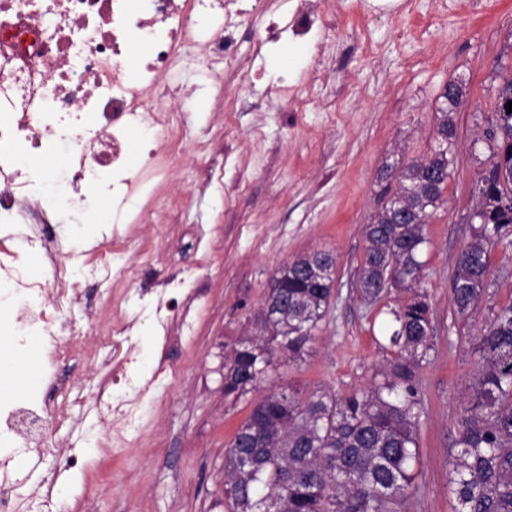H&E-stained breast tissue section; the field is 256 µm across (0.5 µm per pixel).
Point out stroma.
<instances>
[{
  "instance_id": "35a3bbf8",
  "label": "stroma",
  "mask_w": 512,
  "mask_h": 512,
  "mask_svg": "<svg viewBox=\"0 0 512 512\" xmlns=\"http://www.w3.org/2000/svg\"><path fill=\"white\" fill-rule=\"evenodd\" d=\"M341 17L333 30L256 48L259 29H240L248 68L231 75L235 109L223 111L201 96L206 76L222 61L195 45L182 48L165 82L183 111L190 142L230 148L217 160L223 172L201 183L204 158L187 154L129 229L125 257L131 288L141 283L135 240L152 237L159 259L151 290L134 297L140 319L130 330L135 348L127 366L146 392L142 427L151 445L121 449V489L95 501L96 512H227L224 451L263 397L289 386L330 388L342 396L367 389L390 357L385 349L388 308L405 295L392 291L370 305L356 292L365 253L363 227L386 200L395 178L385 165L426 157L435 145L438 96L453 79L466 94L455 115L457 146L445 203L427 221L422 281L431 310L433 346L415 380L420 473L402 512H453L448 483L457 452V418L471 382L473 338L492 304L512 299V257L491 253L490 297L468 321L455 319L450 282L471 236L469 214L480 168L474 143L488 126L491 81L512 65V0H329ZM296 79L303 112L275 90L281 70ZM188 196L181 223L166 238L154 235L169 198ZM314 250L336 257L333 303L303 358L278 360L255 389L240 398L222 385L226 345L243 336L274 272ZM187 314L188 326L162 324L157 300ZM62 432L82 466L31 460L32 481L54 473L57 485L42 512H79L86 472L102 449L88 438L109 417L89 405ZM73 489H66V481Z\"/></svg>"
}]
</instances>
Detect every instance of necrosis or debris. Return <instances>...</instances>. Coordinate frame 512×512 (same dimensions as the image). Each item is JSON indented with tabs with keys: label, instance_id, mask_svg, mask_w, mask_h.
<instances>
[{
	"label": "necrosis or debris",
	"instance_id": "4bbe7bcc",
	"mask_svg": "<svg viewBox=\"0 0 512 512\" xmlns=\"http://www.w3.org/2000/svg\"><path fill=\"white\" fill-rule=\"evenodd\" d=\"M270 11V0L247 10L240 0H0V281L18 297L0 310V331L38 332L49 373L40 400H0V512H39L51 481L30 485L9 463L30 453L67 460L57 434L88 402L103 405L112 422L100 447H142L143 392L126 371L134 320L117 266L127 240L114 232L103 245L76 244L59 217L93 223L105 199L113 223H141L144 201L188 144L185 125L163 103L161 77L176 51L194 44L223 58V72L210 75L222 89L245 65L236 37L243 17ZM337 23L325 0H297L286 24L270 20L265 38L287 30L304 39L315 26ZM132 39L145 49L135 64ZM47 151L65 154V164L36 168ZM76 270L99 287L100 312H88ZM83 310L88 331L75 319ZM76 360L96 370L94 394L82 374L61 376Z\"/></svg>",
	"mask_w": 512,
	"mask_h": 512
}]
</instances>
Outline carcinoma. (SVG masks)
Returning <instances> with one entry per match:
<instances>
[{
    "label": "carcinoma",
    "instance_id": "carcinoma-1",
    "mask_svg": "<svg viewBox=\"0 0 512 512\" xmlns=\"http://www.w3.org/2000/svg\"><path fill=\"white\" fill-rule=\"evenodd\" d=\"M431 155L402 169L398 187L365 225V256L356 288L372 303L391 289L407 292L391 309L389 342L395 356L383 382L341 396L330 390L304 393L280 389L261 399L239 426L224 453V497L228 512H393L417 477L420 402L414 380L431 349L432 325L426 295L418 292L425 224L443 205L455 163L454 114L463 86L442 89ZM486 157L476 182V224L460 254L451 282L458 318L469 317L490 286V254L512 252V112L495 102ZM410 209L413 222L396 219L395 201ZM332 268L333 253L310 252L288 261V326L268 336L253 323L254 347L235 343L224 362V395L240 397L260 379L253 367L297 361L315 338L334 297L332 280L311 288L306 267ZM470 393L459 418L451 482L455 512H512V300L493 304L476 336Z\"/></svg>",
    "mask_w": 512,
    "mask_h": 512
}]
</instances>
